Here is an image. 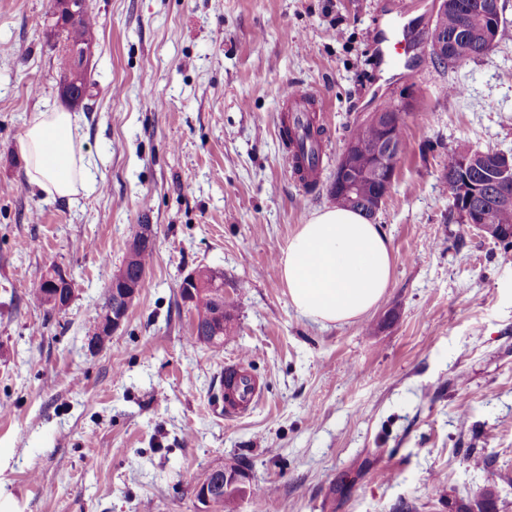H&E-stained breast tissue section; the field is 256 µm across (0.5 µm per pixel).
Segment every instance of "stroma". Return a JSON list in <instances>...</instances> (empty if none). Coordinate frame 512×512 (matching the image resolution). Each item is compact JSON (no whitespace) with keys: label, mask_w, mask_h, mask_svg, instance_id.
Wrapping results in <instances>:
<instances>
[{"label":"stroma","mask_w":512,"mask_h":512,"mask_svg":"<svg viewBox=\"0 0 512 512\" xmlns=\"http://www.w3.org/2000/svg\"><path fill=\"white\" fill-rule=\"evenodd\" d=\"M434 0H90L99 17L78 139L93 191L27 182L32 113L69 109L50 0H0V512H201L193 487L241 462L262 498L236 512H454L484 486L512 512V261L450 219L455 148L512 152V37L446 71L427 57L380 76L377 27L434 24ZM457 96L444 93L448 82ZM317 93L330 139L320 183L288 172L281 94ZM413 112L376 213L391 284L364 318L299 315L277 262L328 192L350 127L378 99ZM154 228L123 325L89 346L129 230ZM69 273L65 312L30 299ZM224 276L235 333L193 339L185 275ZM259 398L224 414V367Z\"/></svg>","instance_id":"1"}]
</instances>
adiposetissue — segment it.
<instances>
[{"label": "adipose tissue", "mask_w": 512, "mask_h": 512, "mask_svg": "<svg viewBox=\"0 0 512 512\" xmlns=\"http://www.w3.org/2000/svg\"><path fill=\"white\" fill-rule=\"evenodd\" d=\"M78 116L33 113L19 139L31 184L71 199L91 191V162L77 150ZM278 273L297 313L321 325L346 324L369 313L391 280L392 253L379 225L338 206L315 211L279 259Z\"/></svg>", "instance_id": "adipose-tissue-1"}]
</instances>
